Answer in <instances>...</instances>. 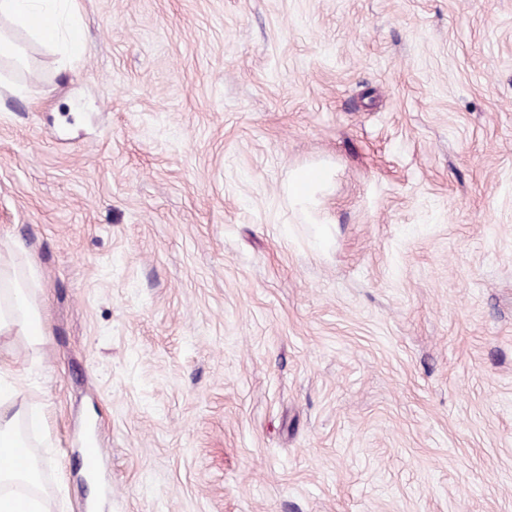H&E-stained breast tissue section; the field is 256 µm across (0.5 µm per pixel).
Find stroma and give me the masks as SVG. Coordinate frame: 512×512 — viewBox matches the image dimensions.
I'll return each instance as SVG.
<instances>
[{
	"mask_svg": "<svg viewBox=\"0 0 512 512\" xmlns=\"http://www.w3.org/2000/svg\"><path fill=\"white\" fill-rule=\"evenodd\" d=\"M79 7L0 64L50 512H512V0ZM307 174L308 172L299 173L291 185L290 194L291 197L295 199L296 203H308L323 181V179L319 177L315 181L308 182L305 180Z\"/></svg>",
	"mask_w": 512,
	"mask_h": 512,
	"instance_id": "35a3bbf8",
	"label": "stroma"
}]
</instances>
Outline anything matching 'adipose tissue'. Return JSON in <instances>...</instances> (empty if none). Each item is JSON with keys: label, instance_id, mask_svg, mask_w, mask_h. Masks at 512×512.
Returning a JSON list of instances; mask_svg holds the SVG:
<instances>
[{"label": "adipose tissue", "instance_id": "obj_1", "mask_svg": "<svg viewBox=\"0 0 512 512\" xmlns=\"http://www.w3.org/2000/svg\"><path fill=\"white\" fill-rule=\"evenodd\" d=\"M0 19L10 27L28 33L40 43L58 49L66 58L85 54L86 44L80 38V16L76 0H0ZM35 280L15 275L0 258V335L27 337L41 344L45 331L31 295ZM8 362H0V447H25L21 423L35 424L37 417L19 401L14 384L2 381L8 373ZM40 465L32 456L11 468L0 467V512H46L37 491Z\"/></svg>", "mask_w": 512, "mask_h": 512}]
</instances>
